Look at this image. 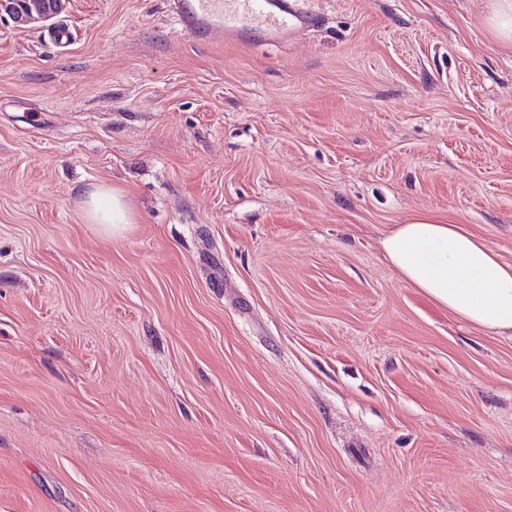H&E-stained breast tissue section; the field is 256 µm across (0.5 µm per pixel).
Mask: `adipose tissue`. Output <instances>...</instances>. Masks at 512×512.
<instances>
[{"instance_id": "adipose-tissue-1", "label": "adipose tissue", "mask_w": 512, "mask_h": 512, "mask_svg": "<svg viewBox=\"0 0 512 512\" xmlns=\"http://www.w3.org/2000/svg\"><path fill=\"white\" fill-rule=\"evenodd\" d=\"M84 218L107 234L130 223L125 194L96 185L86 193ZM399 275L428 298L468 323L512 335V264L462 225L420 214L381 241Z\"/></svg>"}]
</instances>
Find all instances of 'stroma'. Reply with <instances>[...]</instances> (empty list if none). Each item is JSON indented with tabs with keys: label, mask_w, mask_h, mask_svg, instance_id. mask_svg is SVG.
<instances>
[{
	"label": "stroma",
	"mask_w": 512,
	"mask_h": 512,
	"mask_svg": "<svg viewBox=\"0 0 512 512\" xmlns=\"http://www.w3.org/2000/svg\"><path fill=\"white\" fill-rule=\"evenodd\" d=\"M312 6L0 18V512H512V335L381 247L426 213L512 264V45L489 0ZM182 30L224 41L292 38L316 15L301 0H175ZM84 219L107 234L121 233L125 224H132L125 193L106 184L94 185L86 193Z\"/></svg>",
	"instance_id": "stroma-1"
}]
</instances>
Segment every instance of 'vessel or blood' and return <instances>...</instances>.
Here are the masks:
<instances>
[{
  "mask_svg": "<svg viewBox=\"0 0 512 512\" xmlns=\"http://www.w3.org/2000/svg\"><path fill=\"white\" fill-rule=\"evenodd\" d=\"M182 30L229 42L295 36L316 21L301 0H174Z\"/></svg>",
  "mask_w": 512,
  "mask_h": 512,
  "instance_id": "1",
  "label": "vessel or blood"
}]
</instances>
